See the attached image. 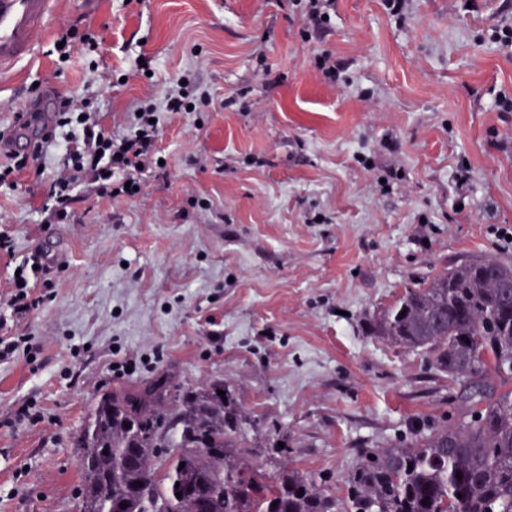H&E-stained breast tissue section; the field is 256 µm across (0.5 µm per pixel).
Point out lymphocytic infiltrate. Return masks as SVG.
Here are the masks:
<instances>
[{
    "label": "lymphocytic infiltrate",
    "mask_w": 512,
    "mask_h": 512,
    "mask_svg": "<svg viewBox=\"0 0 512 512\" xmlns=\"http://www.w3.org/2000/svg\"><path fill=\"white\" fill-rule=\"evenodd\" d=\"M195 89L190 74H183L167 93L164 107L145 101L139 103L137 111L126 112V128L121 133L105 128L95 113L84 112L82 103L74 97L54 96L48 123L39 124L35 112L19 115L17 132L26 133L25 146L10 152L7 163H0V184L16 185L24 170L42 165L49 147L57 142L58 130L76 128L81 139L68 147L65 169L50 180L44 195L46 223L73 220L83 188L102 198L114 197L119 191L134 197L136 188L144 184L145 171L159 165L160 111L184 112L191 108L199 112L208 106V97L196 95ZM54 265V259L46 254L38 267L19 266L7 300L15 319L27 317L50 300L49 274Z\"/></svg>",
    "instance_id": "1"
}]
</instances>
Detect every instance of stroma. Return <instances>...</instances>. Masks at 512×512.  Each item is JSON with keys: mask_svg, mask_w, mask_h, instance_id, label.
Returning a JSON list of instances; mask_svg holds the SVG:
<instances>
[{"mask_svg": "<svg viewBox=\"0 0 512 512\" xmlns=\"http://www.w3.org/2000/svg\"><path fill=\"white\" fill-rule=\"evenodd\" d=\"M510 20L512 0H407L400 22L383 0H335L308 39L291 0H58L36 59L0 76V132L57 93L110 128L185 71L210 103L161 113L167 167L137 198L87 194L73 223H45L58 147L0 186V320L35 247L62 265L17 326L35 363L0 361V512H79L73 436L96 396L163 369L223 381L263 443L286 438L290 465L336 490L361 449L456 421L447 377L365 322L467 255L512 262V112L495 106L512 51L492 39ZM73 27L98 45L64 59ZM28 403L43 422L14 424Z\"/></svg>", "mask_w": 512, "mask_h": 512, "instance_id": "35a3bbf8", "label": "stroma"}]
</instances>
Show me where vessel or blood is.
Wrapping results in <instances>:
<instances>
[{
    "label": "vessel or blood",
    "mask_w": 512,
    "mask_h": 512,
    "mask_svg": "<svg viewBox=\"0 0 512 512\" xmlns=\"http://www.w3.org/2000/svg\"><path fill=\"white\" fill-rule=\"evenodd\" d=\"M56 0H0V75L31 58Z\"/></svg>",
    "instance_id": "vessel-or-blood-1"
}]
</instances>
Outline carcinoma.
Masks as SVG:
<instances>
[{"mask_svg": "<svg viewBox=\"0 0 512 512\" xmlns=\"http://www.w3.org/2000/svg\"><path fill=\"white\" fill-rule=\"evenodd\" d=\"M366 327L461 388L458 421L364 449L336 495L288 465L286 447L274 474L251 461L224 382L184 389L161 371L103 392L74 437L81 512H512V263L468 256Z\"/></svg>", "mask_w": 512, "mask_h": 512, "instance_id": "1", "label": "carcinoma"}]
</instances>
